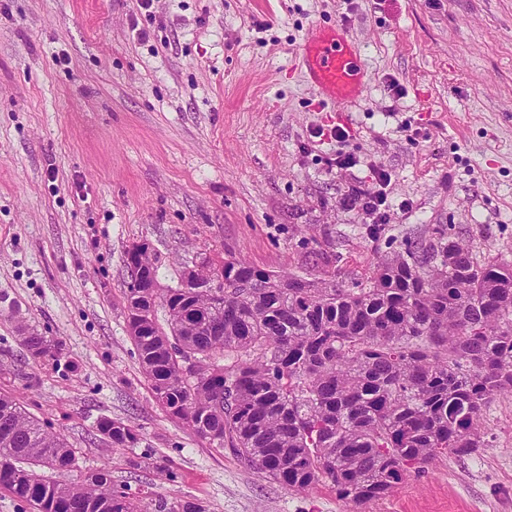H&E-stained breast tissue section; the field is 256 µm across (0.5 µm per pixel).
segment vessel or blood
Returning a JSON list of instances; mask_svg holds the SVG:
<instances>
[{"label":"vessel or blood","instance_id":"b4317fda","mask_svg":"<svg viewBox=\"0 0 512 512\" xmlns=\"http://www.w3.org/2000/svg\"><path fill=\"white\" fill-rule=\"evenodd\" d=\"M309 81L325 99L352 103L363 92L367 72L360 53L340 26L312 25L299 51Z\"/></svg>","mask_w":512,"mask_h":512}]
</instances>
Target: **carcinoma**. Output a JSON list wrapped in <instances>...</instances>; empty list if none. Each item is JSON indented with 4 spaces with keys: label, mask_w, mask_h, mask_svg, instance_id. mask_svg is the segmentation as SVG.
Returning a JSON list of instances; mask_svg holds the SVG:
<instances>
[{
    "label": "carcinoma",
    "mask_w": 512,
    "mask_h": 512,
    "mask_svg": "<svg viewBox=\"0 0 512 512\" xmlns=\"http://www.w3.org/2000/svg\"><path fill=\"white\" fill-rule=\"evenodd\" d=\"M436 234V248L410 242L348 284L231 256L159 288L141 250L127 322L153 397L289 489L327 483L355 504L384 498L441 457L476 453L486 447L483 412L512 394V264L480 263ZM221 278L222 293L209 294L204 284ZM23 341L34 359L58 360L45 337ZM183 352L195 358L187 375ZM96 431L116 448L137 440L121 420L102 418ZM76 461L49 424L0 395V488L30 512H141L108 472L74 476ZM160 512L204 509L179 499Z\"/></svg>",
    "instance_id": "1"
}]
</instances>
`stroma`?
Returning <instances> with one entry per match:
<instances>
[{"label": "stroma", "instance_id": "35a3bbf8", "mask_svg": "<svg viewBox=\"0 0 512 512\" xmlns=\"http://www.w3.org/2000/svg\"><path fill=\"white\" fill-rule=\"evenodd\" d=\"M339 22L368 73L342 110L298 59L312 24ZM337 126L359 159L343 171L312 136ZM372 165L391 177L376 234L344 202ZM437 227L512 263V0H0V395L145 512H512L511 395L483 414L485 448L357 505L288 489L170 419L128 335L134 244L165 287L205 255L344 279L406 240L436 244ZM26 331L59 362L33 359ZM103 417L137 443L113 447ZM96 431L107 437L116 448H126L137 440L135 427L125 421L101 418L96 424Z\"/></svg>", "mask_w": 512, "mask_h": 512}]
</instances>
